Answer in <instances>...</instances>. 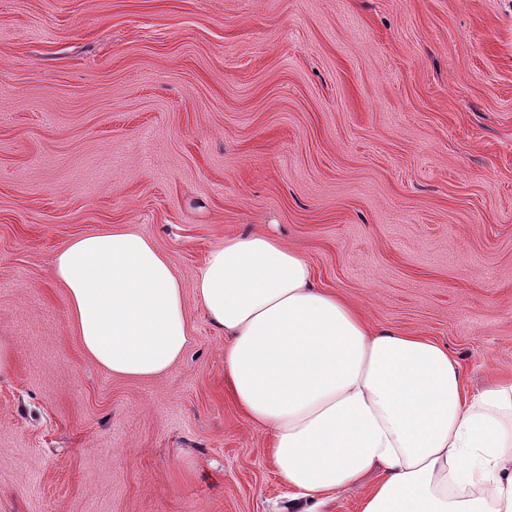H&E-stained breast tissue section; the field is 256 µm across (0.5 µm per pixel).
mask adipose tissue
I'll return each mask as SVG.
<instances>
[{
  "instance_id": "ef3b65f1",
  "label": "adipose tissue",
  "mask_w": 512,
  "mask_h": 512,
  "mask_svg": "<svg viewBox=\"0 0 512 512\" xmlns=\"http://www.w3.org/2000/svg\"><path fill=\"white\" fill-rule=\"evenodd\" d=\"M52 277L90 362L125 379L192 342L184 290L148 236L80 234ZM224 335V379L300 494L360 493V512H512V366L475 391L435 339L383 329L266 231L225 237L194 277Z\"/></svg>"
}]
</instances>
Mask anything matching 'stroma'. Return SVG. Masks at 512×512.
Segmentation results:
<instances>
[{
  "mask_svg": "<svg viewBox=\"0 0 512 512\" xmlns=\"http://www.w3.org/2000/svg\"><path fill=\"white\" fill-rule=\"evenodd\" d=\"M150 237L194 338L85 357L52 260ZM269 229L375 324L512 362V0H0V512H297L194 297Z\"/></svg>",
  "mask_w": 512,
  "mask_h": 512,
  "instance_id": "stroma-1",
  "label": "stroma"
}]
</instances>
